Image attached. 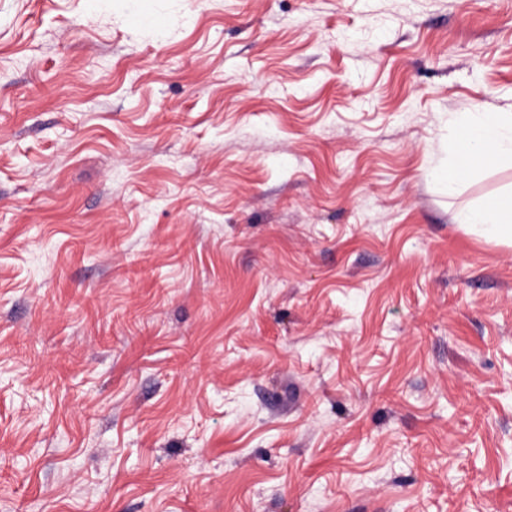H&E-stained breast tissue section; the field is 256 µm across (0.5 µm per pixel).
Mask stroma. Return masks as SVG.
<instances>
[{"instance_id":"obj_1","label":"stroma","mask_w":512,"mask_h":512,"mask_svg":"<svg viewBox=\"0 0 512 512\" xmlns=\"http://www.w3.org/2000/svg\"><path fill=\"white\" fill-rule=\"evenodd\" d=\"M512 0H0V512H512ZM512 110L510 112H462L456 119L454 158L440 167L442 189L453 195L472 174L512 161ZM455 223L478 225L489 237L512 240V202L510 197L492 198L461 209L455 214Z\"/></svg>"}]
</instances>
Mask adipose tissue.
<instances>
[{
  "mask_svg": "<svg viewBox=\"0 0 512 512\" xmlns=\"http://www.w3.org/2000/svg\"><path fill=\"white\" fill-rule=\"evenodd\" d=\"M454 158L440 168L443 190L455 194L472 174L504 160L512 161L511 112H463L456 119ZM459 224L478 225L489 237L512 240V199L492 198L458 211Z\"/></svg>",
  "mask_w": 512,
  "mask_h": 512,
  "instance_id": "obj_1",
  "label": "adipose tissue"
}]
</instances>
